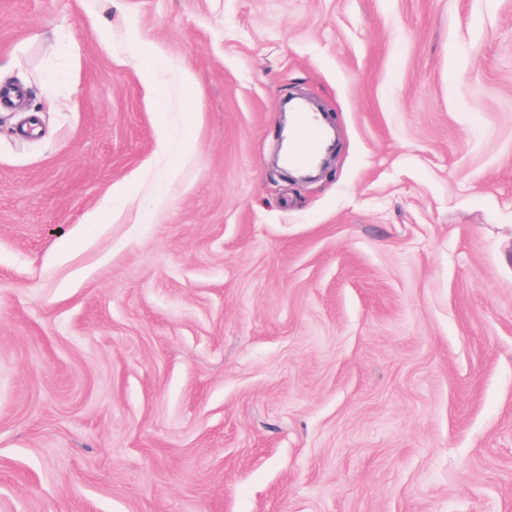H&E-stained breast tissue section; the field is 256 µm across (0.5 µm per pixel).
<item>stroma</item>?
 I'll return each instance as SVG.
<instances>
[{"label": "stroma", "instance_id": "1", "mask_svg": "<svg viewBox=\"0 0 512 512\" xmlns=\"http://www.w3.org/2000/svg\"><path fill=\"white\" fill-rule=\"evenodd\" d=\"M10 78L0 512H512V0H0ZM324 132V128L311 112L296 110L293 138L288 150V165L299 168L310 165L321 147Z\"/></svg>", "mask_w": 512, "mask_h": 512}]
</instances>
